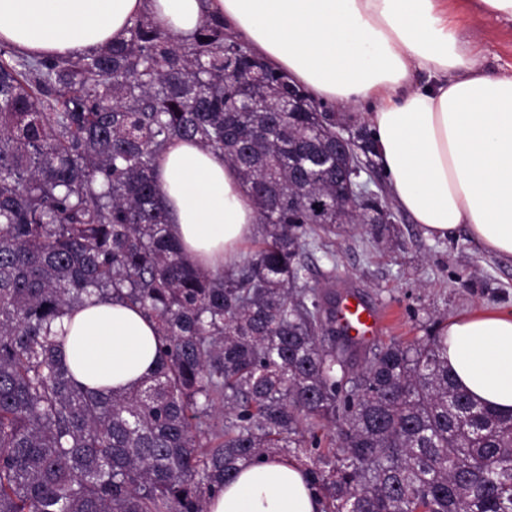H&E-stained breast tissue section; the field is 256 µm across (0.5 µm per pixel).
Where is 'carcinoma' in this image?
Returning a JSON list of instances; mask_svg holds the SVG:
<instances>
[{
    "label": "carcinoma",
    "mask_w": 512,
    "mask_h": 512,
    "mask_svg": "<svg viewBox=\"0 0 512 512\" xmlns=\"http://www.w3.org/2000/svg\"><path fill=\"white\" fill-rule=\"evenodd\" d=\"M292 85L211 21L177 41L142 16L78 60L0 43V512H206L239 464L325 429L324 512H512V415L458 389L445 336L360 352L336 280L309 285L336 231L392 241L369 224L389 202L348 207L335 116ZM174 139L222 153L256 204L262 238L222 272L169 232L155 158ZM103 297L158 333V367L119 394L52 339Z\"/></svg>",
    "instance_id": "1"
}]
</instances>
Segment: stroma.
Listing matches in <instances>:
<instances>
[{
	"mask_svg": "<svg viewBox=\"0 0 512 512\" xmlns=\"http://www.w3.org/2000/svg\"><path fill=\"white\" fill-rule=\"evenodd\" d=\"M465 38L475 40L494 75L512 74V22L480 14L474 0H448ZM397 245L360 231L336 237L308 257L311 284L335 278L337 291L355 290L376 302L385 319L382 343L429 335L448 318L489 310L512 312V256L485 254L465 231L425 236L399 206L391 208Z\"/></svg>",
	"mask_w": 512,
	"mask_h": 512,
	"instance_id": "1",
	"label": "stroma"
}]
</instances>
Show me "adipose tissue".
I'll return each instance as SVG.
<instances>
[{
	"mask_svg": "<svg viewBox=\"0 0 512 512\" xmlns=\"http://www.w3.org/2000/svg\"><path fill=\"white\" fill-rule=\"evenodd\" d=\"M173 37L220 21L312 99L369 104L364 115L390 194L426 236L458 229L512 256V75L489 74L447 0H0V42L78 59L121 40L141 15ZM170 233L190 262H236L259 230L255 207L222 155L174 141L156 159ZM83 384L124 391L157 366L154 324L105 299L54 325ZM448 367L474 400L512 414V315L450 318ZM207 512H322L306 470L266 457L240 468Z\"/></svg>",
	"mask_w": 512,
	"mask_h": 512,
	"instance_id": "obj_1",
	"label": "adipose tissue"
}]
</instances>
